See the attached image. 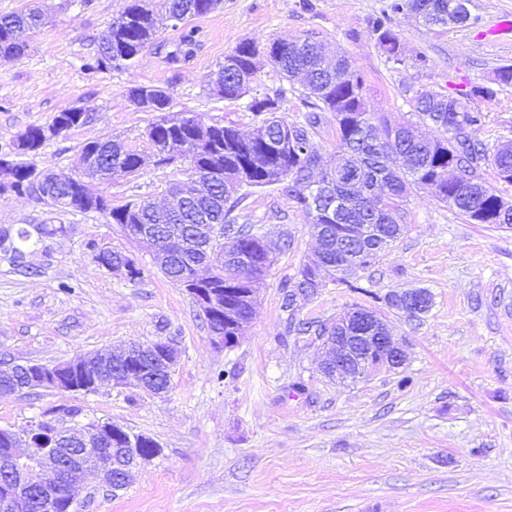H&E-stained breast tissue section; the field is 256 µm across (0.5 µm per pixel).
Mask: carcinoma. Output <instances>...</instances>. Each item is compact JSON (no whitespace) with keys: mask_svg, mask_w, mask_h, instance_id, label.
Here are the masks:
<instances>
[{"mask_svg":"<svg viewBox=\"0 0 512 512\" xmlns=\"http://www.w3.org/2000/svg\"><path fill=\"white\" fill-rule=\"evenodd\" d=\"M222 0H161L168 14L181 18V24L213 12ZM451 0H394L389 9L367 19L386 62L407 65L398 35L389 27L388 11H407L427 26L466 24L470 13L457 16L448 11ZM153 0H127L123 11L102 34L98 49L85 63L94 73L119 70L133 65L144 50L157 40L158 29ZM45 24L38 8L0 16V57L9 59L24 53L27 45L19 41L22 29L36 30ZM198 31L182 33L174 49L166 55L175 64L191 57L197 47ZM224 61L233 63L232 76L224 74L225 65L210 75L209 83L221 85L219 97L238 100L251 90L260 63L266 62L283 78L301 82L304 104L311 109L305 121H289L281 116L286 91L251 101L249 109L259 117L258 126L243 134L231 126L208 125L210 140L201 142L198 117L192 115L179 126L167 125L164 112L171 97L166 89L138 86L130 91L132 103L143 112L160 116L149 126V140L154 156L161 164L174 163L188 156L204 178H217L204 196H195L178 184L166 190V204L149 200L110 207L100 195L98 203L70 200L69 189L54 188L50 201L79 212L97 211L120 224L126 234L138 239L141 229L155 224L166 226L177 246L154 258L160 272L178 287H186L195 267H211L206 287L216 293L213 315H203L205 322L224 329V335L243 333L251 320L249 289L259 285L267 268L265 234L252 224H239L232 216L241 191L250 188L284 187L297 208L305 215L311 232L323 251L322 262L304 264L298 274L282 284V307H291V288H309L310 295L325 286L328 277L336 278V241L338 234L351 224H370L391 242L401 238L399 225L405 223V206L412 189L431 192L441 203L456 211L470 224H493L512 229V210L501 211L502 196L485 178L491 168L497 179L512 183V145L490 146L472 137L484 113L476 107L491 101L497 91L488 86H472L456 94H442L430 89L412 91L409 105L415 120L394 125L382 112H376L368 100L365 81L353 70L350 57L338 52L329 57L322 51L317 33L298 38H278L265 45L253 41L240 43ZM331 112L336 120V152L333 161L323 164L321 147L316 141L315 112ZM67 118L65 128L81 126L88 119L83 109H68L56 115ZM423 123L434 129L429 138L416 134ZM98 153L92 177L108 182L114 177L138 173L147 157L127 148L121 141L103 137L90 141ZM460 167L468 178L448 181V167ZM358 173L363 185L336 182V168ZM223 226L224 235L235 239L238 257L221 259L224 243L213 238L210 228ZM25 230L11 236L0 231V248L13 256H22L20 244L29 240ZM172 369L157 365L147 375L141 389L157 394L171 385ZM22 378L0 370V394L20 391Z\"/></svg>","mask_w":512,"mask_h":512,"instance_id":"cac0c4a2","label":"carcinoma"}]
</instances>
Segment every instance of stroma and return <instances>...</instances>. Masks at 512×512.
Listing matches in <instances>:
<instances>
[{
    "label": "stroma",
    "mask_w": 512,
    "mask_h": 512,
    "mask_svg": "<svg viewBox=\"0 0 512 512\" xmlns=\"http://www.w3.org/2000/svg\"><path fill=\"white\" fill-rule=\"evenodd\" d=\"M390 0H223L194 19V55L169 65L180 37L160 24L156 45L130 68L92 73L84 62L125 0H40L47 23L28 33V51L0 60V155L32 125L58 112L89 110V123L49 140L33 163L62 176L81 166V148L115 136L151 154L154 113L131 88L155 85L171 96V116L249 132L250 99L211 93L208 76L242 41L260 44L314 31L327 52H347L375 111L408 117L407 87L442 93L492 84L512 64V33L492 34L512 0H471L467 24L418 25L394 14L407 59L387 63L367 28ZM285 91L282 113L301 119V86L262 66L261 97ZM475 136L512 143V86L481 103ZM187 163H148L139 173L97 185L111 206L162 201L169 183L188 182ZM280 243L256 294L255 316L238 343L214 346L193 298L155 266L151 250L98 212L64 211L0 193V229H26L24 258L0 251V361L58 364L130 342L169 340L177 350L172 387L162 396L132 386L95 393L32 390L0 395V428L23 432L45 419L108 421L153 437L161 454L114 492L95 476L72 490L74 512H512V229L470 224L424 190L406 204L408 230L351 284L328 283L293 311L282 282L313 256L317 242L287 194L249 189L233 212ZM118 250L142 275L129 281L98 255ZM399 288H424L431 309L412 319L388 307ZM376 312L400 339L398 368L338 382L319 371L321 327L351 307Z\"/></svg>",
    "instance_id": "1"
}]
</instances>
